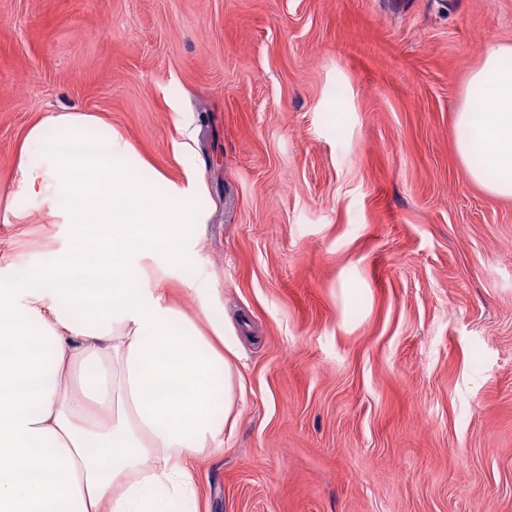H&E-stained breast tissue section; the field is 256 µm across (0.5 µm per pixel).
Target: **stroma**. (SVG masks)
Wrapping results in <instances>:
<instances>
[{
	"label": "stroma",
	"instance_id": "1",
	"mask_svg": "<svg viewBox=\"0 0 512 512\" xmlns=\"http://www.w3.org/2000/svg\"><path fill=\"white\" fill-rule=\"evenodd\" d=\"M512 0H0V254L67 228L17 183L49 112L111 127L203 224L244 386L199 512H512V200L455 111Z\"/></svg>",
	"mask_w": 512,
	"mask_h": 512
}]
</instances>
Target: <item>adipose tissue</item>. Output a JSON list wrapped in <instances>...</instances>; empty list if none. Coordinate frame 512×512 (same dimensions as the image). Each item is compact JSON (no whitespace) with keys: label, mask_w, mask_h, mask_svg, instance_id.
Here are the masks:
<instances>
[{"label":"adipose tissue","mask_w":512,"mask_h":512,"mask_svg":"<svg viewBox=\"0 0 512 512\" xmlns=\"http://www.w3.org/2000/svg\"><path fill=\"white\" fill-rule=\"evenodd\" d=\"M455 128L468 180L512 198V44L471 72ZM17 171L67 236L0 272V512H198L195 464L243 394L217 290L196 319L164 286L201 261L199 218L79 111L31 126Z\"/></svg>","instance_id":"ef3b65f1"}]
</instances>
